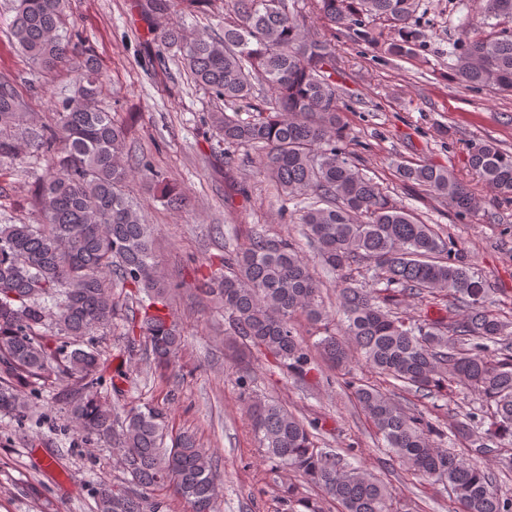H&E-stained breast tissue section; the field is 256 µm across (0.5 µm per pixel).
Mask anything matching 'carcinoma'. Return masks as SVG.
Wrapping results in <instances>:
<instances>
[{
  "label": "carcinoma",
  "mask_w": 512,
  "mask_h": 512,
  "mask_svg": "<svg viewBox=\"0 0 512 512\" xmlns=\"http://www.w3.org/2000/svg\"><path fill=\"white\" fill-rule=\"evenodd\" d=\"M221 3L224 33L188 31L171 15L170 0H141L142 14L163 18L151 29L159 59L171 58L195 86L226 104L266 91L267 112L249 119L236 110L209 112L205 124L225 150L254 148L260 171L285 196L308 199L300 223L315 255L336 275L340 319L327 310L321 283L290 241L265 232L224 254L201 289L217 296L242 344L272 356L303 378L314 357L296 328L305 318L320 339L322 361L352 375V353L391 387L388 392L354 378L344 384L393 458L410 473L448 489L458 512H512L489 467L440 447V423L396 394L414 390L437 397L461 385L489 411V428L462 423L456 433L480 453L496 449L502 473L512 467V325L484 306L488 288L462 258L453 239L398 206L352 161V137L332 80L336 44L310 32V16L288 0H185L192 12ZM481 24L512 20V0H483ZM419 0H317L316 18L372 36L366 21L390 24L388 52L414 54ZM67 0H13L11 34L31 66L49 75L68 68L73 93L39 123L26 111L17 78L0 74V132L27 126L29 142L45 162L36 186L41 221L0 224V415L23 419L28 388L50 377L74 382L70 418L88 440L110 443L122 478L97 490V512H166L170 489L189 512H219L218 459L182 435L165 439L167 408L143 404L119 417L94 391L100 354L88 341L119 316L112 282L140 295L129 330L148 338V355L162 369L174 366L184 336L170 313V293L152 253V227L125 192L135 170L124 161L127 127L100 105L105 77L95 56L80 52L67 26ZM455 82L470 91L512 92V30L479 36L463 27L453 46ZM469 166L494 196L512 203V152L491 139L468 149ZM23 163L15 142L0 135V167ZM415 185L458 215L475 211L473 190L446 167L397 165ZM155 189L181 205L180 188ZM445 296L448 319L426 322L399 311L410 298ZM253 430L266 461L314 483L341 512H399L392 489L362 465L317 445V424L284 406L252 399Z\"/></svg>",
  "instance_id": "obj_1"
}]
</instances>
